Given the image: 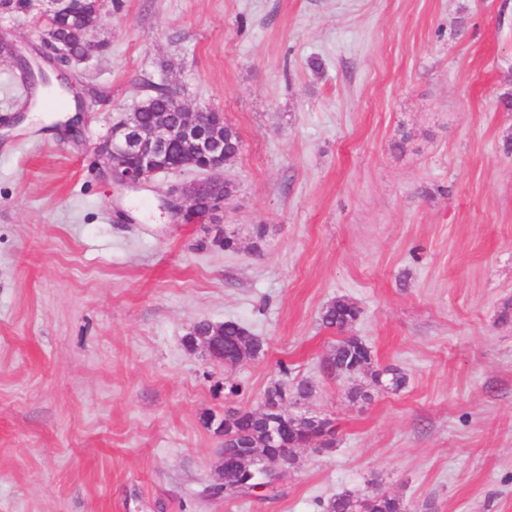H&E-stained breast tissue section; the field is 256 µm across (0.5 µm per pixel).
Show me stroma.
<instances>
[{"instance_id":"1","label":"stroma","mask_w":512,"mask_h":512,"mask_svg":"<svg viewBox=\"0 0 512 512\" xmlns=\"http://www.w3.org/2000/svg\"><path fill=\"white\" fill-rule=\"evenodd\" d=\"M95 39L53 97L0 52V512H323L372 491L512 512V0H107ZM0 41L47 50L18 13ZM171 79L241 137L222 224L161 204L198 171L100 172L113 125ZM72 105L75 131L34 116ZM340 297L359 311L342 333L321 324ZM202 320L263 353L187 350ZM345 334L371 372L324 374ZM303 379L286 409L333 446L298 449L282 498L211 496L225 409ZM222 324L213 326V335L203 340V350L209 355L217 353L219 358L225 365L235 366L244 361V355L239 348L236 340L228 337L236 338L243 346L245 352L251 357H257L263 350L262 342H256L253 335L235 321H224ZM227 336V337H224Z\"/></svg>"}]
</instances>
